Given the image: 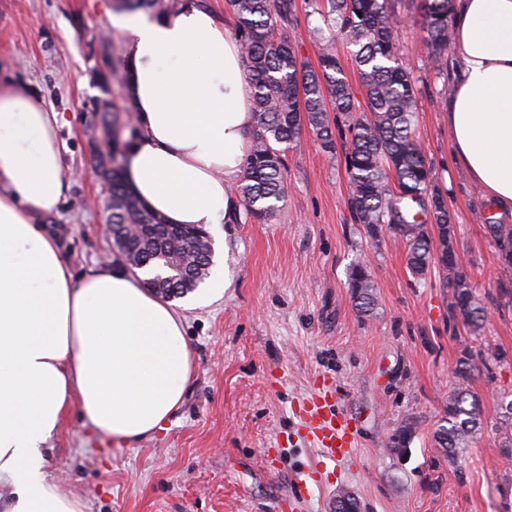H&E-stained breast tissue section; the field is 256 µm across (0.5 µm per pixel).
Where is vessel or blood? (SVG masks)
Returning <instances> with one entry per match:
<instances>
[{
    "mask_svg": "<svg viewBox=\"0 0 512 512\" xmlns=\"http://www.w3.org/2000/svg\"><path fill=\"white\" fill-rule=\"evenodd\" d=\"M335 393L327 388L311 398L304 411V426L311 442L323 459L335 463L345 459L357 445L356 434L345 415L336 413L330 407L328 399Z\"/></svg>",
    "mask_w": 512,
    "mask_h": 512,
    "instance_id": "b4317fda",
    "label": "vessel or blood"
}]
</instances>
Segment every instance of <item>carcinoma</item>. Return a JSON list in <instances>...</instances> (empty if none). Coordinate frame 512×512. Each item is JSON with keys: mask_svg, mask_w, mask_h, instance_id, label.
<instances>
[{"mask_svg": "<svg viewBox=\"0 0 512 512\" xmlns=\"http://www.w3.org/2000/svg\"><path fill=\"white\" fill-rule=\"evenodd\" d=\"M185 0H112L117 12L160 13ZM311 14L319 16L330 36L318 47V67L305 63L289 31L298 23L296 0H225L235 19V37L249 68L256 115L253 145L238 185L243 214L239 223L265 224L280 211L288 192L284 177L286 153L307 126L323 152L336 155L342 139L347 176V208L356 224L371 234L385 225L405 244L406 264L416 277L431 268L442 272V284L451 294L450 313L471 332L483 328L484 307L475 296L468 272L460 266L455 249V224L443 193L434 184L431 163L416 134L417 80L404 68L393 20L406 0H308ZM415 25L426 56L443 78L438 95L446 105L452 84L444 61L453 45V0H420ZM345 43L364 102L342 66L337 41ZM91 78L101 95L93 102L103 144L112 151L91 153L104 181L105 220L114 224H155L153 245L127 235L116 242L120 255L131 266L154 272L148 285L166 298H179L194 290L208 276L212 252L195 251L182 257L189 278L165 280L158 272L157 251L171 250V240L187 237L181 227L163 228L165 220L150 211L124 182L125 149L138 135V126L124 96L113 85L123 86L125 67L115 58L112 34L99 36L93 50ZM437 228L433 243L428 225ZM499 257V298L512 306V224L490 220L486 224ZM355 306L367 313L373 305L374 282L364 265L351 270ZM478 366L468 348L456 361V384L448 398L437 443L449 460L463 452L469 439L482 428L480 399L470 388Z\"/></svg>", "mask_w": 512, "mask_h": 512, "instance_id": "carcinoma-1", "label": "carcinoma"}]
</instances>
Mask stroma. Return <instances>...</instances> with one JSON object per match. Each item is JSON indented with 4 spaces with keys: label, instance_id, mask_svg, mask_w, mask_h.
Returning a JSON list of instances; mask_svg holds the SVG:
<instances>
[{
    "label": "stroma",
    "instance_id": "35a3bbf8",
    "mask_svg": "<svg viewBox=\"0 0 512 512\" xmlns=\"http://www.w3.org/2000/svg\"><path fill=\"white\" fill-rule=\"evenodd\" d=\"M112 15L109 0H0L9 76L62 114L68 188L44 222L77 276L95 262L122 263L102 230L103 185L89 154L101 135L89 42L111 31ZM399 44L418 80L417 131L456 227L457 259L486 309L482 330L469 334L452 319L438 273L411 275L399 237L352 223L343 157L302 130L287 154L280 215L208 231L227 286L185 312L194 366L180 410L131 446L87 434L75 412L51 440L50 472L83 512H334L342 493L358 512H512V462L495 429L496 395L512 391V308L497 302L499 261L485 228L489 217L510 224L512 216L498 214L453 164L442 81L410 21L399 26ZM358 263L375 285L366 314L352 302ZM465 348L478 362L494 350L505 358L475 377L484 425L452 462L436 433ZM330 382L358 445L326 467L298 411ZM408 420L409 444L390 447ZM302 480L308 493L293 501Z\"/></svg>",
    "mask_w": 512,
    "mask_h": 512
}]
</instances>
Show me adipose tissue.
Returning <instances> with one entry per match:
<instances>
[{
	"instance_id": "ef3b65f1",
	"label": "adipose tissue",
	"mask_w": 512,
	"mask_h": 512,
	"mask_svg": "<svg viewBox=\"0 0 512 512\" xmlns=\"http://www.w3.org/2000/svg\"><path fill=\"white\" fill-rule=\"evenodd\" d=\"M115 24L140 127L127 187L166 223L232 222L256 125L239 42L193 0ZM453 31L451 154L512 212V0H455ZM61 122L0 75V480L11 487L0 512H83L48 470L66 414L138 443L179 410L191 371L183 316L144 273L93 265L74 277L43 226L68 188Z\"/></svg>"
}]
</instances>
